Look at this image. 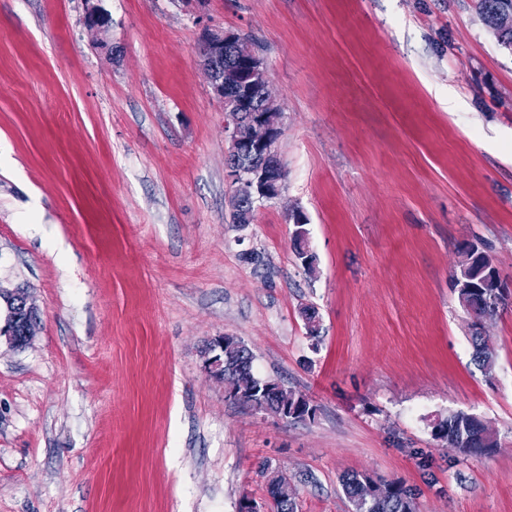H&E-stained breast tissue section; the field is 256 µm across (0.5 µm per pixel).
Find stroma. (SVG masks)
Returning a JSON list of instances; mask_svg holds the SVG:
<instances>
[{
    "instance_id": "1",
    "label": "stroma",
    "mask_w": 512,
    "mask_h": 512,
    "mask_svg": "<svg viewBox=\"0 0 512 512\" xmlns=\"http://www.w3.org/2000/svg\"><path fill=\"white\" fill-rule=\"evenodd\" d=\"M98 3L100 36L84 0H0V289L39 311L24 347L0 335V512H237L274 471L297 512H354L351 471L415 512H512V307L484 375L452 282L467 241L512 281V52L475 0ZM206 27L252 42L285 114L250 224ZM224 334L315 419L226 398L202 357ZM460 411L499 448L435 438ZM378 483L376 497L364 503L360 497V488L364 481ZM342 487L352 502L355 512H414V493L398 481H378L364 472H351L342 477Z\"/></svg>"
}]
</instances>
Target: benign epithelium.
<instances>
[{
    "label": "benign epithelium",
    "instance_id": "obj_1",
    "mask_svg": "<svg viewBox=\"0 0 512 512\" xmlns=\"http://www.w3.org/2000/svg\"><path fill=\"white\" fill-rule=\"evenodd\" d=\"M238 37L232 31H204L202 43L212 53L201 59V63L213 92L229 113L224 121V131L230 138L225 172L233 188L237 223L250 224L254 220L251 205L277 197L282 188L283 170L277 145L284 113L271 102L262 106L251 101L253 80L258 76L268 77L264 61L255 51L247 49L235 64L224 66V47L236 44ZM227 340L228 337L220 336L210 345L205 371L215 373L224 368L222 350Z\"/></svg>",
    "mask_w": 512,
    "mask_h": 512
}]
</instances>
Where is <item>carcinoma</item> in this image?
<instances>
[{
	"label": "carcinoma",
	"mask_w": 512,
	"mask_h": 512,
	"mask_svg": "<svg viewBox=\"0 0 512 512\" xmlns=\"http://www.w3.org/2000/svg\"><path fill=\"white\" fill-rule=\"evenodd\" d=\"M478 13L483 23L493 30L497 43L512 51V0H478ZM460 306L472 318L470 336L471 362L486 374L492 373L496 353L484 334V324L494 318L512 298L507 280L502 278L488 253L476 242H465L460 248V260L453 281ZM0 303L5 307V321L14 329V335L30 340L38 324V309L21 289H0ZM224 386L242 390L249 387L271 386L272 395L253 405L257 411L282 417L281 408L307 407L308 398L299 391L278 382L264 381L252 371V354L248 347L237 341L224 348V371L216 374ZM434 436L465 454L475 455L498 447L495 432L475 416L457 412L439 419L433 426ZM371 476L364 472H351L342 477V487L352 502L354 512H414L412 490L398 481L378 482L376 497L365 503L360 488Z\"/></svg>",
	"instance_id": "carcinoma-1"
}]
</instances>
